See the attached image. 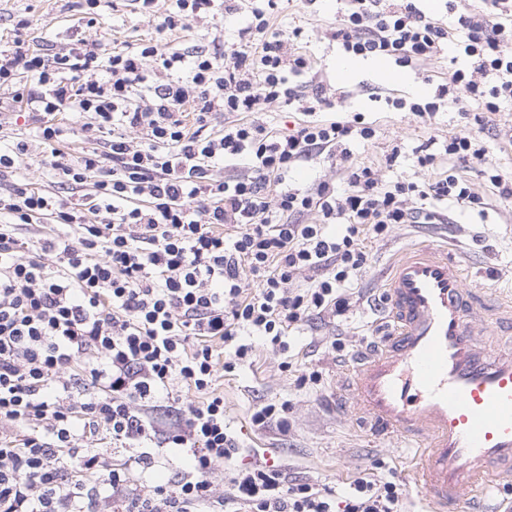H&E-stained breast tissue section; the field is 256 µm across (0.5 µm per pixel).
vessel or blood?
<instances>
[{
	"instance_id": "1",
	"label": "vessel or blood",
	"mask_w": 512,
	"mask_h": 512,
	"mask_svg": "<svg viewBox=\"0 0 512 512\" xmlns=\"http://www.w3.org/2000/svg\"><path fill=\"white\" fill-rule=\"evenodd\" d=\"M465 274L447 244L399 249L379 279L388 334L339 382L337 416L413 449L420 512H499L512 488V292Z\"/></svg>"
}]
</instances>
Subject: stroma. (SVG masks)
Listing matches in <instances>:
<instances>
[{
	"mask_svg": "<svg viewBox=\"0 0 512 512\" xmlns=\"http://www.w3.org/2000/svg\"><path fill=\"white\" fill-rule=\"evenodd\" d=\"M82 9L80 0H0V39L10 40L17 22L25 20L29 23L27 39L34 46L49 44L64 49L83 39L90 43L106 40L119 48L158 37L169 47L188 51L199 47L220 53L225 42L235 40L247 15L243 6L230 14L218 9L190 19L185 27L161 33L156 24L172 11V0H153L147 10L140 0H103L101 23L93 28L79 24ZM342 10L341 0H317L311 9L304 7L301 0H281L275 26L286 32L300 30V37L291 41L290 49L311 59L313 85L325 100L323 112H360L366 122L376 127L377 135L371 142L352 145L354 162L380 169L389 180L423 181L431 173L416 166L412 151L432 137L436 140L433 150L440 169L454 166L444 147L449 136L476 131L473 119L463 118L457 110L443 109L426 128L410 113L386 104L390 97L412 99L422 92L434 94L437 85L448 77L449 56H437L417 68L392 63L383 72L374 67L372 59L358 57L349 75L337 76L336 62L344 53L332 34ZM491 131L496 135L491 157L500 173L512 179V104H503L500 112L493 115ZM395 145L400 146L402 154L389 168L385 157ZM457 169L473 190L485 197L487 207L480 215L449 204L452 225L448 238L458 242L468 259L475 261L482 283L507 286L512 282V202L499 197L479 165ZM416 235V229L397 226L383 240L369 243V265L356 284L358 291L367 295L377 292L381 270L396 249ZM478 235L489 240V248L475 243ZM376 328L373 310L360 304L346 316L317 319L295 330L290 337L292 360L320 372L321 381L313 387L299 386L296 372L282 370L280 356L262 347L254 352L251 364L219 378L225 422L244 446L235 466L246 467L267 459L282 465L290 478L344 488L379 461L383 475L405 483L409 453L392 447L381 431L363 429L350 419L337 418L332 408L342 359L328 352L330 341L342 338L350 353L371 338ZM267 400L289 401L287 435L253 427L252 407Z\"/></svg>",
	"mask_w": 512,
	"mask_h": 512,
	"instance_id": "stroma-1",
	"label": "stroma"
}]
</instances>
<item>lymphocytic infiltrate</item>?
<instances>
[{"label":"lymphocytic infiltrate","instance_id":"lymphocytic-infiltrate-1","mask_svg":"<svg viewBox=\"0 0 512 512\" xmlns=\"http://www.w3.org/2000/svg\"><path fill=\"white\" fill-rule=\"evenodd\" d=\"M460 2L446 3L460 25L452 37L417 0H345L333 37L345 53L402 67L457 41L469 66L449 71L433 98L390 105L423 123L451 105L493 114L512 102V0H484L473 13L459 12ZM277 11V0H249L237 41L190 60L157 39L112 52L82 40L34 48L20 37L0 48V102L39 117L30 136L0 149V424L11 430L0 440V512H84L102 489L115 512H211L220 500L210 476L240 451L217 371H234L258 341L287 355L290 331L360 303L353 286L368 266L365 239L447 223L439 205L448 200L484 210L456 173L386 181L354 164L351 144L372 141L375 127L358 115L318 119L323 99L300 80L310 61L289 51ZM150 63L165 80H153ZM274 104L304 121L273 135L263 116ZM64 111L85 116L97 149L76 158L60 148ZM33 140L49 178L81 202L26 182ZM445 150L484 165L500 197L512 198L481 136H451ZM322 156L340 180L296 185V171ZM229 162L247 175L215 177ZM308 212L317 221L300 223ZM40 219L50 231L23 237ZM178 385L199 399L159 430L154 413ZM99 434L128 450L124 464L82 446ZM164 456L188 459L179 479L131 492L130 471ZM229 482L243 512L406 507L401 486L370 468L341 493L289 481L265 461L231 470Z\"/></svg>","mask_w":512,"mask_h":512}]
</instances>
